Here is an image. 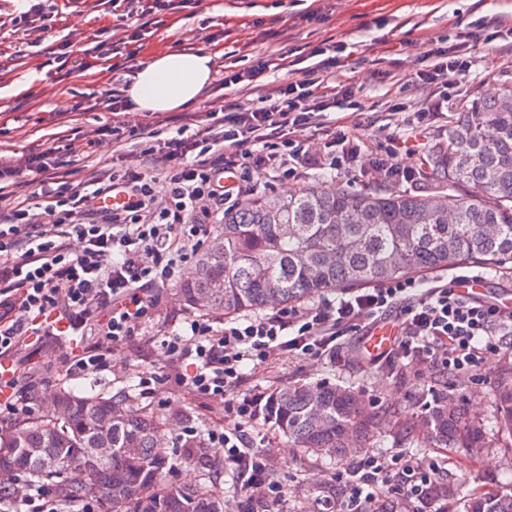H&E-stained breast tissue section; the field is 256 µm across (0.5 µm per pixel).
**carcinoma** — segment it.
Instances as JSON below:
<instances>
[{
	"label": "carcinoma",
	"mask_w": 512,
	"mask_h": 512,
	"mask_svg": "<svg viewBox=\"0 0 512 512\" xmlns=\"http://www.w3.org/2000/svg\"><path fill=\"white\" fill-rule=\"evenodd\" d=\"M420 191L374 185L330 189L305 185L281 199L261 194L224 213L221 231L199 254L194 275L181 282L183 304L199 296L227 316L268 305L304 304L328 291L355 290L422 274L490 261L512 264V82L497 96L460 113L444 131L426 132L417 151ZM445 385L423 423L426 437L443 448L474 453L484 427L467 415L458 390ZM64 416L13 422L0 445V468L25 473L57 489L67 504L91 500L95 512H219L224 493L207 475L198 484L166 479L174 460L161 455L162 431L126 392L58 393ZM497 429L512 435V362L502 365L494 389ZM280 435L325 462L355 456L374 441L381 411L350 386L330 381L274 390L265 410ZM112 442V458L96 466L84 451ZM140 449L129 458L122 449ZM181 459L211 467L205 443L187 437ZM54 458L58 464L45 465ZM430 494L456 504L454 512H512V487L461 495V483L439 479Z\"/></svg>",
	"instance_id": "obj_1"
}]
</instances>
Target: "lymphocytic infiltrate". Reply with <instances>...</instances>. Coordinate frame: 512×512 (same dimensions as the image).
I'll use <instances>...</instances> for the list:
<instances>
[{"instance_id":"obj_1","label":"lymphocytic infiltrate","mask_w":512,"mask_h":512,"mask_svg":"<svg viewBox=\"0 0 512 512\" xmlns=\"http://www.w3.org/2000/svg\"><path fill=\"white\" fill-rule=\"evenodd\" d=\"M117 20L128 22L121 43L142 41L140 19L186 8L189 0H111ZM464 47L435 46L410 79L448 88L469 72ZM288 78L268 92L269 72ZM224 86L251 94V102L226 101L221 113H206L196 128L168 133L162 121L131 132L136 142L120 150L112 168L87 181L64 171L72 145H55L24 159L0 155V360L12 361L33 336L80 338L87 345L67 358V371L84 375L105 367L111 349L138 336L154 311L157 291L169 287L205 248L209 219L224 206H237L242 188L255 174L288 178L298 169L347 168L358 157L360 123L348 116L343 131L319 123L326 112L343 109L359 91L353 67L308 52L259 58L224 73ZM333 147L312 152L306 131ZM47 209L56 211L52 229L35 224L30 203L9 189L23 172ZM124 195L122 206L102 200ZM82 248L72 252V241ZM406 303L399 324L404 357L432 362L449 376L476 370L489 352L512 347V311L480 304L442 284L424 288L413 279L345 293L316 306L281 308L270 317L190 320L188 329L162 337L170 375L142 377L143 390L163 380L186 389L200 404L223 399L224 425L210 429V443L224 450V465L242 490L237 512H279L284 485L271 473L251 430L261 399L239 396L247 365L267 362L274 352L316 358L334 353L340 340L374 325L398 303ZM192 370H183L185 361ZM433 459L397 456L384 468L371 453L358 456L336 480L348 491L350 512H373L383 488L402 499L429 497L440 477ZM0 512H62L59 498L29 481L23 494L0 495Z\"/></svg>"}]
</instances>
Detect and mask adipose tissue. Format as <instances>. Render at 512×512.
<instances>
[{"label": "adipose tissue", "instance_id": "ef3b65f1", "mask_svg": "<svg viewBox=\"0 0 512 512\" xmlns=\"http://www.w3.org/2000/svg\"><path fill=\"white\" fill-rule=\"evenodd\" d=\"M213 79V59L199 50L159 54L133 74L127 94L133 112H169L195 104Z\"/></svg>", "mask_w": 512, "mask_h": 512}]
</instances>
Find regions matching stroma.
Segmentation results:
<instances>
[{
	"instance_id": "obj_1",
	"label": "stroma",
	"mask_w": 512,
	"mask_h": 512,
	"mask_svg": "<svg viewBox=\"0 0 512 512\" xmlns=\"http://www.w3.org/2000/svg\"><path fill=\"white\" fill-rule=\"evenodd\" d=\"M52 4L57 10L56 29L74 50L65 65H57L21 43L12 25L0 27V154L25 158L52 145L68 144L77 136H93L99 140L95 158L78 155L68 167L72 178L84 181L112 159L111 137L99 134L112 116L95 108L93 95L128 80L129 75L122 57L108 62L85 51L91 38L107 44L113 41L115 19L108 0H80L78 6L69 8L64 7L63 0H52ZM495 16L504 17L506 26H512V0H197L195 7L165 15L153 25L137 59L142 62L165 50L188 48L211 54L213 79L195 106L203 113L224 107L225 67L246 68L259 57L310 44L322 45L331 53L347 51L363 86L358 96L364 110L358 131L361 152L356 161L346 170L313 169L270 184L258 173L251 192L285 198L299 185L318 182L336 187L370 183L392 189L395 181L375 170L384 156L383 138L390 132L397 134L399 162L414 166L412 148L421 130L413 120L420 109L431 104L433 96L430 88L411 82L388 88L378 78V71L413 73L432 43L456 45L462 32ZM467 52L474 65L459 78L447 108L430 121L428 131L446 129L449 120L473 100L492 97L499 83L512 82V38L473 40ZM67 100L79 103V110L61 112ZM478 270L486 276L489 293L512 302L511 271L484 262L459 272L467 275ZM459 272L435 270L422 276L421 282L431 287ZM194 316L171 286L146 320L144 335L114 348L106 370L67 376L65 360L76 346L53 336L34 338L14 359L13 366L44 394L62 386L78 394L91 389L102 394L131 391L135 405L166 424L167 452L178 460L169 473L170 480L195 483L201 478L199 468L179 460L182 437L191 427L198 437H206L209 429L222 424L221 414L204 408L193 395L172 383L155 385L148 393L139 386L141 377L161 371L167 363L159 337L182 331ZM511 358L510 349L486 354L481 366L466 374L462 395L471 417L490 422L499 370ZM403 366L400 373L370 366L368 355L361 352L359 337L353 335L344 337L332 357L276 355L264 365L248 366L239 391L269 393L297 382L329 380L351 386L387 409L417 421L441 390L444 377L429 364L407 360ZM253 436L287 490L280 512H316L323 491L331 487L336 490L331 500L334 512H345L346 490L335 484V474L343 469V462L328 464L288 447L274 423L264 418L259 419ZM400 451L436 460L444 476L462 480L466 494L476 489L502 490L512 484V436L498 430H486L484 448L471 456L457 448L429 445L422 437L402 439L392 431L372 448L387 468Z\"/></svg>"
}]
</instances>
